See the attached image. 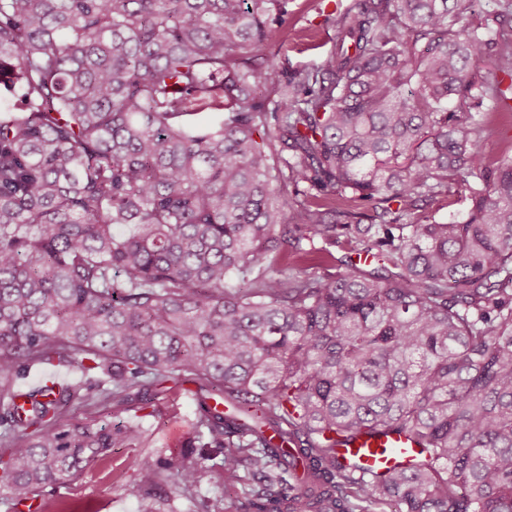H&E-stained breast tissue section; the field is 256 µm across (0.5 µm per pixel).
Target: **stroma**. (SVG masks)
Segmentation results:
<instances>
[{"mask_svg":"<svg viewBox=\"0 0 512 512\" xmlns=\"http://www.w3.org/2000/svg\"><path fill=\"white\" fill-rule=\"evenodd\" d=\"M352 0H288V17L283 34L267 55L278 62L303 69L320 63L333 48L335 31L325 19L346 8ZM154 416L141 419L143 442L137 448L112 449L106 463L88 470L78 479L46 487L45 498L66 504L72 512H189L172 481L144 497L134 474L127 469L129 457L136 456L155 465L190 453V441L197 416L195 401L172 391L154 402Z\"/></svg>","mask_w":512,"mask_h":512,"instance_id":"stroma-1","label":"stroma"}]
</instances>
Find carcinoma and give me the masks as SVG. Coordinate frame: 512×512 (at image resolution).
Segmentation results:
<instances>
[{"mask_svg": "<svg viewBox=\"0 0 512 512\" xmlns=\"http://www.w3.org/2000/svg\"><path fill=\"white\" fill-rule=\"evenodd\" d=\"M449 2L354 0L294 69L248 55L287 0H0L10 504L47 512L43 488L136 447L125 414L172 381L223 462L127 468L191 512H512V138L482 148L512 112L483 110L512 90V0L462 27ZM473 175L463 220L418 214ZM340 238L343 272L301 266ZM33 364L99 381L21 385ZM388 433L419 445L403 468L338 457ZM498 132L488 138L484 143L486 154L492 158H496L501 149L502 139H508L512 131H510V117L508 113H502L497 116Z\"/></svg>", "mask_w": 512, "mask_h": 512, "instance_id": "carcinoma-1", "label": "carcinoma"}]
</instances>
